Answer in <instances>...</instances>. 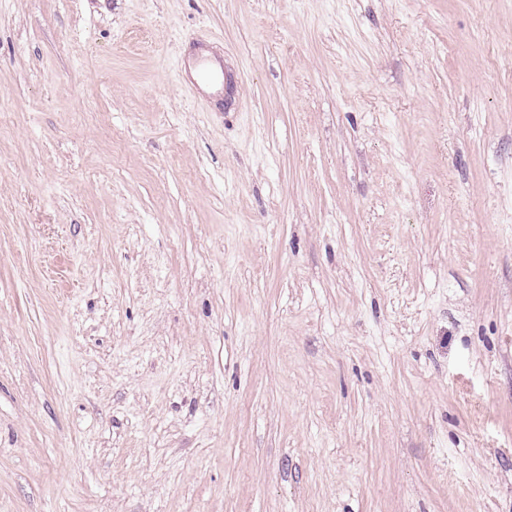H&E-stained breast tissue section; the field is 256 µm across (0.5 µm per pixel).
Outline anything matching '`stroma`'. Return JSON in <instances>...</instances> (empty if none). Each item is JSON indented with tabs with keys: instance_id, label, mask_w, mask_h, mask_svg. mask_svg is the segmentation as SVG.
<instances>
[{
	"instance_id": "1",
	"label": "stroma",
	"mask_w": 512,
	"mask_h": 512,
	"mask_svg": "<svg viewBox=\"0 0 512 512\" xmlns=\"http://www.w3.org/2000/svg\"><path fill=\"white\" fill-rule=\"evenodd\" d=\"M0 512H512V0H0Z\"/></svg>"
}]
</instances>
